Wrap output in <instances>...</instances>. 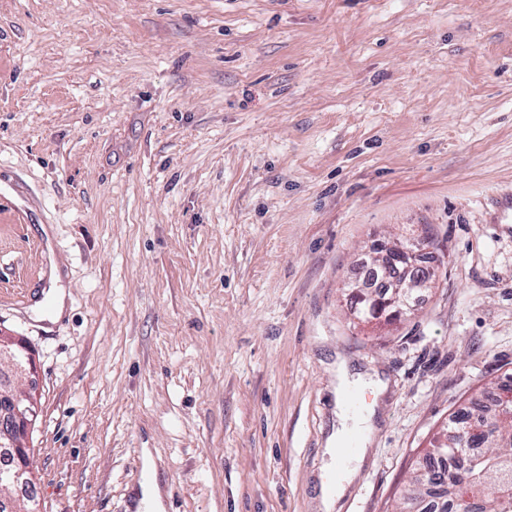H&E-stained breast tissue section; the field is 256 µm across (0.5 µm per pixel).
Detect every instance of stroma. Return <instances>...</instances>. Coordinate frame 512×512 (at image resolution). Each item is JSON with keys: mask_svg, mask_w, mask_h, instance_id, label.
Wrapping results in <instances>:
<instances>
[{"mask_svg": "<svg viewBox=\"0 0 512 512\" xmlns=\"http://www.w3.org/2000/svg\"><path fill=\"white\" fill-rule=\"evenodd\" d=\"M512 0H0V330L41 512H401L512 376ZM437 244L364 323L370 246ZM57 266L66 309L34 306ZM387 384L332 508L337 362ZM358 473V467L341 468V478L336 480V483L330 484L325 482L322 486V496L324 498L327 508H329L334 499H337L345 489V485L351 483ZM139 508L151 512H163L162 495L155 474L153 478L142 483L139 491Z\"/></svg>", "mask_w": 512, "mask_h": 512, "instance_id": "obj_1", "label": "stroma"}]
</instances>
